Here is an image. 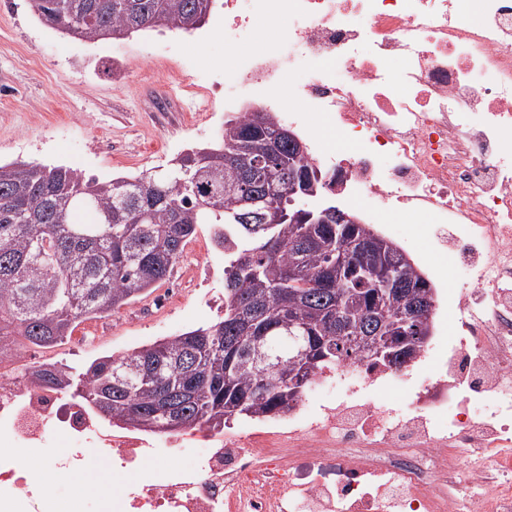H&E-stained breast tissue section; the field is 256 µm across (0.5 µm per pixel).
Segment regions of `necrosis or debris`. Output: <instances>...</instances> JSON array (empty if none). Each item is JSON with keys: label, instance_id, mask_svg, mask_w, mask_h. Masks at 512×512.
<instances>
[{"label": "necrosis or debris", "instance_id": "4bbe7bcc", "mask_svg": "<svg viewBox=\"0 0 512 512\" xmlns=\"http://www.w3.org/2000/svg\"><path fill=\"white\" fill-rule=\"evenodd\" d=\"M284 26L225 77L279 120L315 117L355 144L316 148L364 215L403 206L454 227L476 258L454 312L465 336L425 346L400 371L348 364L314 377L287 422L181 438L201 453L155 466L140 486L105 485L112 512H512V0H224V37ZM405 62L394 69L389 61ZM0 362V512H86L36 476L48 437L74 441L62 474L168 457L162 438L103 426L58 391ZM390 410L374 402L386 384Z\"/></svg>", "mask_w": 512, "mask_h": 512}]
</instances>
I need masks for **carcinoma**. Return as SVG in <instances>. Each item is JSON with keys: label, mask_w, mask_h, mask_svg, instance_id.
<instances>
[{"label": "carcinoma", "mask_w": 512, "mask_h": 512, "mask_svg": "<svg viewBox=\"0 0 512 512\" xmlns=\"http://www.w3.org/2000/svg\"><path fill=\"white\" fill-rule=\"evenodd\" d=\"M52 28L85 41L119 40L166 27L202 26L214 0H30ZM261 133L248 112L224 123L220 143L179 157L154 173L108 180L64 166L0 164V353L10 339L54 347L78 323L101 317L149 293L166 279L197 228L209 226L224 254V315L121 356H102L75 373L66 364H26L24 376L76 397L103 422L152 433L224 431L235 419H275L294 409L311 376L302 372L288 337L325 340L321 370L359 361L336 336L348 323L392 336L396 297L373 288L350 268L336 266L337 246L349 238L387 245L400 275L432 287L423 272L372 224L319 222L333 200L294 224L299 212L288 173L305 179L317 168L283 147L278 156L256 151L282 126L270 112ZM252 153L253 172L240 157ZM338 292L343 313L330 318L322 284ZM265 336L271 376L249 356L250 336ZM237 345L233 365L225 343Z\"/></svg>", "instance_id": "obj_1"}]
</instances>
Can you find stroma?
Instances as JSON below:
<instances>
[{"label":"stroma","mask_w":512,"mask_h":512,"mask_svg":"<svg viewBox=\"0 0 512 512\" xmlns=\"http://www.w3.org/2000/svg\"><path fill=\"white\" fill-rule=\"evenodd\" d=\"M226 49L220 4L189 33L158 27L90 42L44 25L29 0H0V163L63 165L102 180L169 167L216 142L225 119L248 108L224 103L239 93L224 80L235 62ZM382 220L416 241L430 264L448 269L436 299L457 291L465 267L445 225L412 223L400 209L384 211ZM209 243L208 227H200L152 293L30 355L78 368L212 322L224 312V260L213 257L214 273H204L199 256Z\"/></svg>","instance_id":"35a3bbf8"}]
</instances>
